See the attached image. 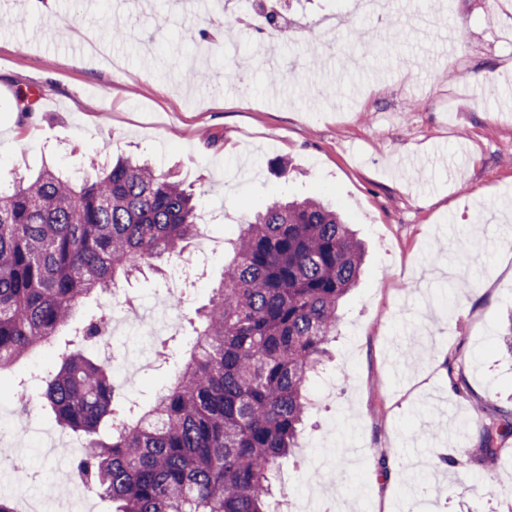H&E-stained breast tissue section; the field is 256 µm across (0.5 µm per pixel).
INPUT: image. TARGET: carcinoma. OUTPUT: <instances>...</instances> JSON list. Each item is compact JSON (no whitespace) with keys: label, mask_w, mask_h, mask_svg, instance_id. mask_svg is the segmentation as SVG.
<instances>
[{"label":"carcinoma","mask_w":512,"mask_h":512,"mask_svg":"<svg viewBox=\"0 0 512 512\" xmlns=\"http://www.w3.org/2000/svg\"><path fill=\"white\" fill-rule=\"evenodd\" d=\"M199 235L193 194L144 161L0 183V371L57 343L35 401L81 434L74 473L112 512H273L272 477L296 447L308 383L323 370L365 255L320 200L270 201L224 249V279L197 311L189 351L161 342L174 378L130 417L112 366L85 350L112 318L120 278L181 255ZM90 297L109 307L62 336ZM473 423L476 452L491 466L512 436V408Z\"/></svg>","instance_id":"carcinoma-1"}]
</instances>
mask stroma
<instances>
[{"instance_id": "35a3bbf8", "label": "stroma", "mask_w": 512, "mask_h": 512, "mask_svg": "<svg viewBox=\"0 0 512 512\" xmlns=\"http://www.w3.org/2000/svg\"><path fill=\"white\" fill-rule=\"evenodd\" d=\"M194 3L142 0L129 12L122 0H0L14 19L0 29V181L145 156L176 169L226 241L274 198L337 207L365 243L364 273L310 382L321 402L273 479L279 512L324 498L345 512H405L410 486H428L432 459L455 454L458 439L466 452L439 474L431 512H512V454L485 470L467 425L476 404H512V354L497 339L512 313V107L501 104L512 0H385L384 22L356 0H281L319 36L281 41L270 64L262 33L232 26L249 62L244 94L213 34L219 0ZM63 15L103 39L121 71L74 53ZM223 271L220 253L186 267L176 258L125 288L147 306L184 291L173 342L185 349ZM454 355L465 398L450 387Z\"/></svg>"}]
</instances>
